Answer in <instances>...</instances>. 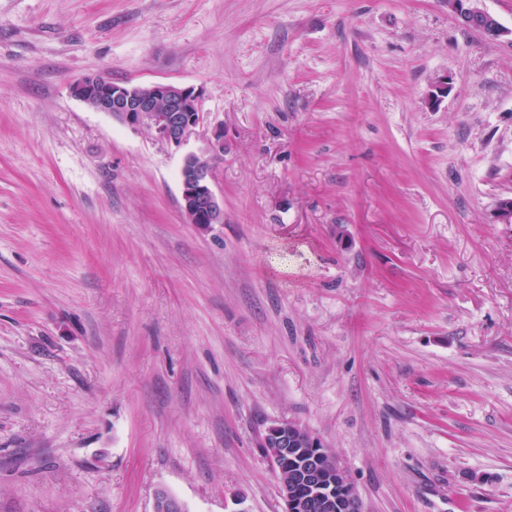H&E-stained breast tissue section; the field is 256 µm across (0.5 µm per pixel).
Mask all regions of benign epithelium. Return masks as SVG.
<instances>
[{
    "mask_svg": "<svg viewBox=\"0 0 512 512\" xmlns=\"http://www.w3.org/2000/svg\"><path fill=\"white\" fill-rule=\"evenodd\" d=\"M479 0H448V8L463 26L496 40L508 31L497 18L478 6ZM70 93L98 112H107L122 123L141 126L170 145H181L202 121L198 94L192 87L157 82L129 86L109 82L99 74L70 83ZM224 155V131L217 128L206 152L184 157L179 174L181 210L189 224L224 223V200L214 189L211 160ZM495 224H512V197L498 200ZM266 457L279 481L284 512H330L334 499L326 490L332 480L341 487L347 512H363L362 502L350 473L336 453L320 438L289 421L268 427L261 439ZM305 448H317L315 458L299 470L288 469V458ZM153 512H185L184 504L171 492H155Z\"/></svg>",
    "mask_w": 512,
    "mask_h": 512,
    "instance_id": "obj_1",
    "label": "benign epithelium"
}]
</instances>
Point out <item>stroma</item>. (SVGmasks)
Segmentation results:
<instances>
[{
  "label": "stroma",
  "mask_w": 512,
  "mask_h": 512,
  "mask_svg": "<svg viewBox=\"0 0 512 512\" xmlns=\"http://www.w3.org/2000/svg\"><path fill=\"white\" fill-rule=\"evenodd\" d=\"M0 0V512H512V0ZM199 94L178 147L71 81ZM448 90L430 97L438 80ZM220 224L179 170L215 128ZM477 2L479 0H448V8L463 26L488 39L496 40L506 35L507 30L497 18L480 8ZM261 448L277 474L284 512H332L330 510L334 508L335 512H364L355 484L344 463L320 438L303 426L289 421L268 427L262 436ZM303 448L322 449L315 453V458L305 467L289 470L300 468L311 456L312 453L288 460L300 454ZM334 478L335 500L326 490V482H332ZM336 485L341 487L344 499ZM299 486L305 487L303 495L298 492Z\"/></svg>",
  "instance_id": "stroma-1"
}]
</instances>
